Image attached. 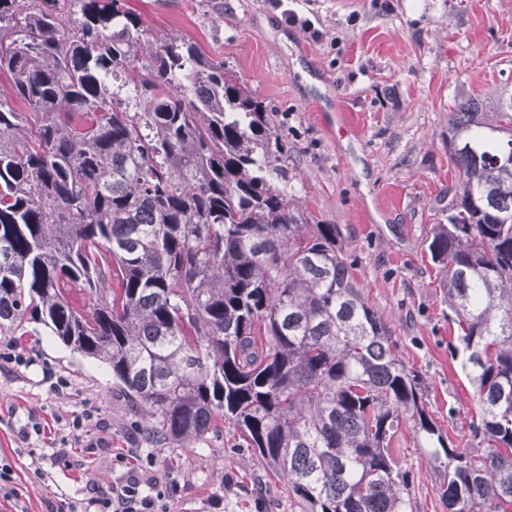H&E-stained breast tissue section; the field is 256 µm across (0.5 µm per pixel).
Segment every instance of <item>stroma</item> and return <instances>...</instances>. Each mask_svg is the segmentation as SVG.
Instances as JSON below:
<instances>
[{
	"label": "stroma",
	"instance_id": "obj_1",
	"mask_svg": "<svg viewBox=\"0 0 512 512\" xmlns=\"http://www.w3.org/2000/svg\"><path fill=\"white\" fill-rule=\"evenodd\" d=\"M151 32L192 39L276 112L304 206L337 225L353 272L406 365L426 382V410L454 446L475 448L477 410L456 348L453 311L424 252L455 184L448 113L512 86V0H128ZM300 23L288 22L286 10ZM345 126H338L337 115ZM16 349L26 362L3 360ZM94 412L89 432L72 427ZM105 439L90 452L87 443ZM392 447L410 473L414 512H448L443 474L401 425ZM57 448L70 451L54 458ZM155 460L171 476L167 512H299L288 487L231 426L185 447L152 441L103 362L52 336L0 333V467L20 499L0 512H46Z\"/></svg>",
	"mask_w": 512,
	"mask_h": 512
}]
</instances>
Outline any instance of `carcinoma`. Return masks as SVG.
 I'll use <instances>...</instances> for the list:
<instances>
[{"mask_svg":"<svg viewBox=\"0 0 512 512\" xmlns=\"http://www.w3.org/2000/svg\"><path fill=\"white\" fill-rule=\"evenodd\" d=\"M1 71L0 332L35 323L108 364L164 442L233 425L300 512H412L406 422L438 444L448 512H512V89L449 112L459 190L426 238L479 408L466 450L224 63L147 37L125 0H0Z\"/></svg>","mask_w":512,"mask_h":512,"instance_id":"obj_1","label":"carcinoma"}]
</instances>
